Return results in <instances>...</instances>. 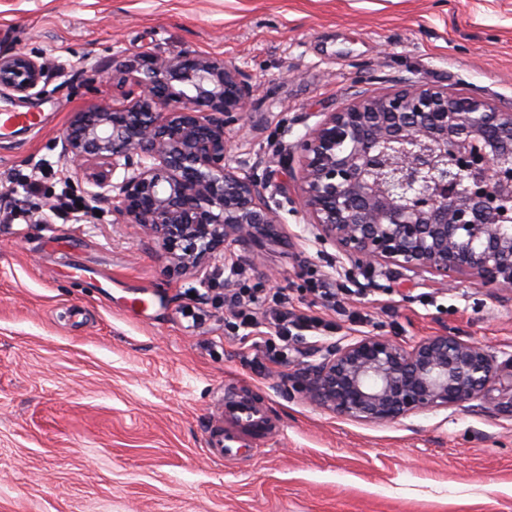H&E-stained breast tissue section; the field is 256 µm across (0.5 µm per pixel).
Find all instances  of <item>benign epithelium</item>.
Segmentation results:
<instances>
[{
  "mask_svg": "<svg viewBox=\"0 0 512 512\" xmlns=\"http://www.w3.org/2000/svg\"><path fill=\"white\" fill-rule=\"evenodd\" d=\"M141 93L119 106L75 114L63 141L74 167L97 162L121 181L118 222L138 224L184 264L228 241L256 242L283 218L255 168L232 159L225 136L244 122L252 88L240 68L186 51L113 62ZM44 64L0 51V92L25 102ZM294 199L324 241L372 271L394 265L450 286L473 278L512 289V110L414 78L357 93L289 145ZM298 160V167L291 166ZM236 166H231V163ZM310 401L382 425L490 399L512 413V357L446 333L405 347L363 336L333 347L294 376Z\"/></svg>",
  "mask_w": 512,
  "mask_h": 512,
  "instance_id": "1",
  "label": "benign epithelium"
}]
</instances>
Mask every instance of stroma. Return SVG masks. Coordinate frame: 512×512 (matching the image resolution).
<instances>
[{
    "label": "stroma",
    "instance_id": "1",
    "mask_svg": "<svg viewBox=\"0 0 512 512\" xmlns=\"http://www.w3.org/2000/svg\"><path fill=\"white\" fill-rule=\"evenodd\" d=\"M0 50L46 68L30 103L0 94V113L44 118L0 138V512H512V416L495 402L374 425L292 385L362 336L409 346L445 333L510 358L512 291L357 269L279 192L282 146L355 92L412 77L512 108V0H0ZM143 51L220 57L248 77L252 117L226 138L277 189L275 239L182 268L118 223L100 165L67 171L74 113L125 102L136 87L112 60ZM64 189L95 217L59 218ZM232 263L249 285L285 289L326 334L264 359L224 305ZM313 278L341 289L340 311L310 292ZM135 298L148 317L128 313ZM228 385L284 433L244 439L224 462L208 444Z\"/></svg>",
    "mask_w": 512,
    "mask_h": 512
}]
</instances>
